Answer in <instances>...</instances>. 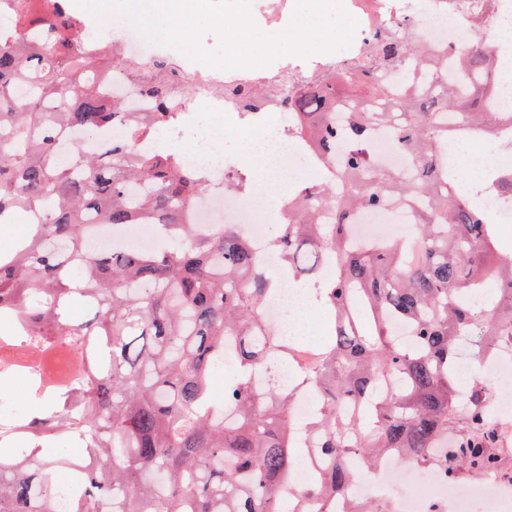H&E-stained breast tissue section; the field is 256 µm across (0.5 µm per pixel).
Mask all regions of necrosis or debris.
<instances>
[{"label":"necrosis or debris","mask_w":512,"mask_h":512,"mask_svg":"<svg viewBox=\"0 0 512 512\" xmlns=\"http://www.w3.org/2000/svg\"><path fill=\"white\" fill-rule=\"evenodd\" d=\"M346 2L357 21L347 60L370 66L371 56L365 46L367 37L379 28L394 25L400 18V12L394 0ZM423 14L420 23L408 32L412 42L425 44L433 50L446 47L461 49L478 37L491 42L497 76L491 110L495 113L512 110V0H425ZM117 48L124 66L113 70L106 87L109 99L120 102L129 112H150L154 106L142 95L134 79L125 74V66L134 63L145 65L159 56L180 60L175 91L179 117L171 125L169 134L177 140L194 141L201 147L216 135L212 117H232L259 129L264 126L268 115L279 110L278 100L270 97L260 109L247 111L230 94V87L245 81L265 86L289 72L306 78L324 67L319 60H308L294 68L279 60L261 74L232 69L219 75H203L195 71L190 60L181 59L179 51L147 40L129 25L125 26ZM369 150L378 166L395 169L404 178H411L409 158L390 131L376 129L369 140ZM261 152L267 171L275 175L291 174L296 185H305L307 175L300 164L299 147L288 133L265 140ZM448 153L471 168L477 181L512 175V153L505 151L499 140L485 136L481 131H468L450 138ZM239 171L244 172L251 183L249 192L239 193L227 187ZM206 172L208 185L197 198L191 215L193 224L205 232L232 226L259 252L264 265L277 264V255L265 249V225L267 221L277 219L278 214L270 199L263 197L256 188L257 170L245 171L239 163L218 159L209 163ZM393 217L400 223L410 224L414 221V211L404 208L395 216L385 211H356L351 221L352 241L364 243L387 237L390 230L385 223ZM157 245V234L148 224L114 229L100 226L85 240L87 251L92 253L114 247L152 249ZM311 305L310 287L291 284L268 298L263 305V314L272 327L295 336L297 330L292 314L307 311ZM322 350V344L317 341L298 340L290 359L267 363L256 371L252 378L253 388L261 391L271 383L288 388L295 369L315 368L321 361ZM349 467L354 474L351 490L356 494L384 489L393 481L408 486V493L392 498L390 512H430L434 506L441 512H468L475 500L482 502L485 512H503L504 507L512 503V484L506 482H451L442 478L440 471L435 469H397L389 457L368 466L354 455L349 459Z\"/></svg>","instance_id":"1"}]
</instances>
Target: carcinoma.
<instances>
[{
	"label": "carcinoma",
	"instance_id": "obj_1",
	"mask_svg": "<svg viewBox=\"0 0 512 512\" xmlns=\"http://www.w3.org/2000/svg\"><path fill=\"white\" fill-rule=\"evenodd\" d=\"M11 13L15 31L0 37V224L21 214L42 220L0 252V314L19 321L0 347L45 353L62 333L84 362L62 381L38 373L36 411L20 431L0 429V512H56L61 487L68 512H373L350 491V449L368 463L408 458L449 480L464 468L497 470L499 422L462 394L456 376L463 350L482 362L512 347V257L474 198L455 190L444 158L454 131L496 134L484 112L494 89L489 41L477 37L459 54L456 86L427 91L443 63L413 50L401 31H384L371 37L370 68H350L342 81L330 65L278 97L284 126L333 170L327 185L288 200V223L269 243L290 279H314L321 252L333 267L316 289L333 338L296 384L319 395L308 434L324 468L295 491L294 392L251 387L263 363L294 347L262 312L282 277L262 268L232 227L198 231L188 221L201 192L196 168L138 145L172 120L173 61L148 67L142 88L158 109L133 118L104 96L103 78L120 64L112 43L79 37L64 0H43L37 13L13 0ZM389 66L414 87L394 125L390 113L362 105L388 106ZM340 81L356 91L336 94ZM231 93L247 107L264 98L253 86ZM339 100L351 106L342 123L330 118ZM120 121L128 134L101 153L73 146L66 166L52 162L56 131L96 139ZM386 126L414 168L409 183L374 167L367 152L370 131ZM328 202L330 224L321 216ZM410 203L418 250L401 239L351 245L355 211ZM97 222L149 224L165 246L90 253L84 237ZM77 302L92 319L70 318ZM396 321L410 330L406 345ZM226 363L236 372L216 400L212 374ZM347 407L358 411L346 415ZM49 441H78L89 456H47Z\"/></svg>",
	"mask_w": 512,
	"mask_h": 512
}]
</instances>
